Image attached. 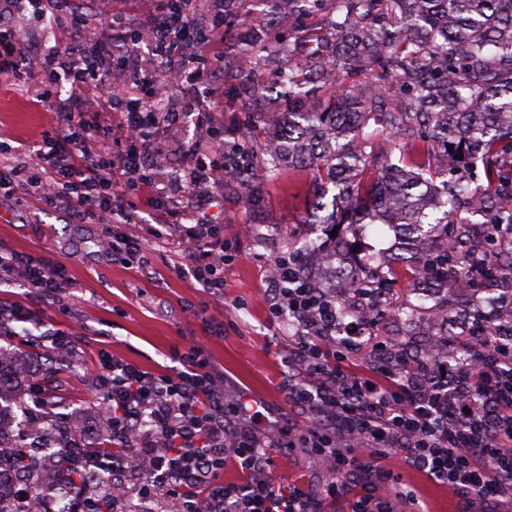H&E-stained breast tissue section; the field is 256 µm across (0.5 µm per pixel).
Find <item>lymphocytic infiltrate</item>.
I'll return each instance as SVG.
<instances>
[{"label": "lymphocytic infiltrate", "mask_w": 512, "mask_h": 512, "mask_svg": "<svg viewBox=\"0 0 512 512\" xmlns=\"http://www.w3.org/2000/svg\"><path fill=\"white\" fill-rule=\"evenodd\" d=\"M151 36H133L120 15L103 17V31L85 42H60L26 55L13 21L0 14V77L30 84L35 103L56 108L61 124L29 147V159L10 164L0 145V194L19 193L47 206L66 205L77 223L102 227L112 261L152 277L142 236L120 232L113 216L135 223L140 198L164 200L163 177L148 156L154 136L174 124L178 113L154 107L169 71L179 85L196 87L198 102L187 109L209 117L223 106L224 88L213 75L224 58L212 51L224 37V16L199 25L178 0H152ZM145 48L154 64L128 89L107 85L131 48ZM122 115L113 125L110 115ZM187 165L176 176L184 199L219 171H233L234 153L211 130L204 142L187 146ZM186 244L180 270L205 291L224 293V227L181 226ZM303 259L274 261L266 290L271 314L291 322L288 366L281 388L292 416L269 417L265 402L229 389L213 371L205 341L174 351L179 370L154 371L111 352L101 353L92 372L102 399L110 447L51 436L54 455L77 470L36 493L19 481L17 512H40L67 495L63 512H96L111 498L112 512H328L344 503L348 512H430L403 475L415 471L455 489L464 512H512V379L500 359L512 355L504 337L512 328L476 320L460 326L457 339H440L436 355L424 360L404 347L381 349L374 318L361 330L344 323L336 294L303 272ZM64 264L26 252L0 255V286L22 283L44 305L59 302ZM33 323L35 339L57 349L68 333L34 322L20 303L0 300V334ZM469 349L467 361L449 348ZM305 448L325 463L328 481L311 490L276 481L283 449ZM233 467L236 479L224 477ZM122 479L109 494L104 476Z\"/></svg>", "instance_id": "1"}]
</instances>
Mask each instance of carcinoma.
I'll return each instance as SVG.
<instances>
[{
  "label": "carcinoma",
  "instance_id": "cac0c4a2",
  "mask_svg": "<svg viewBox=\"0 0 512 512\" xmlns=\"http://www.w3.org/2000/svg\"><path fill=\"white\" fill-rule=\"evenodd\" d=\"M323 0H288V22ZM332 39L303 48L282 43L280 96L290 111L274 126L271 179L283 166L313 173V213L324 224L396 229L400 250L425 281L450 288L475 277L498 280L487 247L498 224L512 225V0H333ZM371 81L346 84L354 71ZM343 87L326 108L304 101L318 85ZM412 152L392 163L397 141ZM463 154V159L456 158ZM331 201H326V198ZM484 216V247H437L448 228ZM512 300L506 292L476 302L473 315ZM20 377L0 360V394ZM16 461L36 467L16 437Z\"/></svg>",
  "mask_w": 512,
  "mask_h": 512
}]
</instances>
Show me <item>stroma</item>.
<instances>
[{
  "mask_svg": "<svg viewBox=\"0 0 512 512\" xmlns=\"http://www.w3.org/2000/svg\"><path fill=\"white\" fill-rule=\"evenodd\" d=\"M192 8L201 17L218 11L224 14V40L219 46L225 60L224 110L214 116L212 125L229 132L249 128V138L241 143L249 166L204 188L197 208L190 213H183L176 185H169L167 195L174 212L171 224L223 225L224 251L231 257L224 268L223 296H210L192 278L179 273L181 249L171 225L156 223L150 207H142L143 222L137 227L148 240L146 258L155 271L154 278L146 280L112 263L98 243L100 226L75 223L67 207L46 212L33 199L0 198V253L25 251L61 262L69 270V280L59 290L60 310L44 307L17 285L0 288V299L27 300L32 312L58 328L75 326L73 345L81 355L73 367L64 353L33 348L22 336L0 335L4 360L12 362L14 353H23L28 373L21 376L20 384L25 388L33 378L51 375L49 406L68 414L93 445L104 437L94 419L97 393L91 383L103 349L145 368L162 370L171 364V351L201 339L208 342L215 369L223 373L228 386L242 388L272 407L285 408L279 383L288 369L291 331L287 322L271 317L264 302L267 267L295 247L325 241L330 231L328 225L313 221L315 184L310 172L281 170L253 204L244 200L247 185L264 173L269 132L288 105L275 100V75L281 61L274 48L257 53L247 50L241 44L242 29L273 31L302 45L316 36L330 35L324 15L288 27L263 0H234L229 6L223 0H192ZM16 23L29 32L26 46L30 49L39 46L47 27L64 41L95 35L93 25L77 27L68 10L56 12L47 26L27 12L18 14ZM257 83L262 86L258 92L253 89ZM59 121L52 108L35 105L23 87L0 78V139L14 146L28 144L40 140ZM209 127L189 117L161 132L155 158L165 173L185 164V144L206 140ZM342 234L349 245L375 256L390 281L389 316L378 330L383 340L413 350L434 331L431 310L448 309L456 317H469L475 296L462 288L444 289L419 301L416 274L410 264L397 262V239L388 225L352 224ZM276 477L283 483L302 481L316 490L327 474L298 448L280 465Z\"/></svg>",
  "mask_w": 512,
  "mask_h": 512,
  "instance_id": "obj_1",
  "label": "stroma"
}]
</instances>
